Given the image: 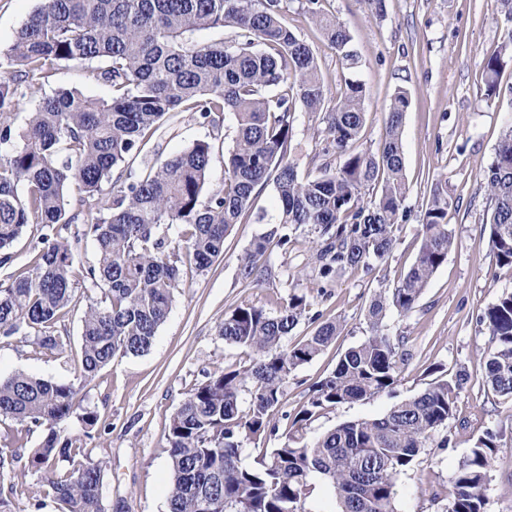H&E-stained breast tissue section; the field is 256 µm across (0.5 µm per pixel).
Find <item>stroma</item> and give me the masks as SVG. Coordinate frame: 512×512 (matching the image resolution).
<instances>
[{
  "instance_id": "35a3bbf8",
  "label": "stroma",
  "mask_w": 512,
  "mask_h": 512,
  "mask_svg": "<svg viewBox=\"0 0 512 512\" xmlns=\"http://www.w3.org/2000/svg\"><path fill=\"white\" fill-rule=\"evenodd\" d=\"M352 37L358 64L351 76L364 84L366 123L360 145L377 149L385 135L384 113L398 89L409 93L410 108L402 127L406 206L410 218L398 232L396 246L374 271L340 276L328 295L318 296L308 265L313 237L301 230L289 250L270 247L269 276L242 280L239 265L252 241L267 232L278 216L274 185H267L240 224L224 241L223 255L205 272H185L167 320L152 348L140 356L115 360L84 384L85 405L98 416L97 431L87 448L105 466L103 503L106 512H167L170 470L165 433L172 413L185 394L221 364L234 366L248 353L224 344L216 326L225 312L250 304L277 312L289 294L311 300L288 343L309 334L317 320H332L341 332L327 350L298 367L289 377L288 400L274 421L287 428L289 416L305 403L313 383L332 371L340 356L369 334L365 309L371 297L393 287L414 259L420 245L419 217L435 178L447 176L459 207L448 222L455 246L433 276L416 307L407 316L389 314V334L404 335L405 362L396 398L422 392L436 375L463 370L469 375L458 411L448 429L449 448L426 449L421 462L398 479L397 512H446L450 477L475 439L484 431L501 435V447L486 492L485 512H512V401L482 383L484 362L493 344L480 322L485 309L504 292H512V269L496 263L489 230L484 171L492 163L512 107V63L499 76V97L486 96L483 58L503 33L500 0H383L380 10L365 0H323ZM285 19L296 36L309 44L331 94L343 87V70L335 49L321 37L305 12V0H288ZM191 113H171L168 121L130 162L142 174L149 162L165 159L209 137ZM307 114L298 113L291 157L301 173L321 166L337 168L340 155L324 154ZM83 305L72 307L56 332L65 343L57 357L29 340L16 337L0 344V377L17 371L69 381L77 364ZM394 398L375 396L314 417L306 435L319 436L350 420L376 418Z\"/></svg>"
}]
</instances>
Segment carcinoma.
<instances>
[{
    "instance_id": "1",
    "label": "carcinoma",
    "mask_w": 512,
    "mask_h": 512,
    "mask_svg": "<svg viewBox=\"0 0 512 512\" xmlns=\"http://www.w3.org/2000/svg\"><path fill=\"white\" fill-rule=\"evenodd\" d=\"M286 0H38V6L0 46V267L24 227L36 225L30 261L0 282V341L33 338L63 352L56 325L84 292L77 379L85 383L118 357L139 356L155 341L186 270L207 271L224 252V239L274 182L278 220L254 239L239 274L257 281L269 274L271 242L286 251L306 227L314 236L318 292L347 270L384 264L407 219L402 126L407 90L393 97L381 147L351 149L364 127L366 89L351 77L333 105L312 48L285 22ZM306 13L322 37L355 67L351 36L320 0ZM504 31L485 55L487 97L499 96L498 77L512 59V0H501ZM229 28L232 38L196 41L203 30ZM78 69L85 80L110 89L93 98L78 89L46 90L50 78ZM33 108L23 124L16 108ZM171 112H192L213 128L230 113L233 145L224 156V181L210 187L214 144L198 139L137 177L129 161L141 155ZM323 125L326 145L344 156L339 168L302 175L290 156L296 113ZM486 224L498 265L512 268V118L505 122L494 161L485 172ZM458 199L439 177L420 215V246L397 284L376 294L366 311L370 335L347 349L334 370L314 383L306 404L277 448L254 465L241 461L243 442L273 434V417L286 400L288 377L336 341L340 324L321 322L294 345L284 340L310 302L290 294L270 313L240 304L224 315L217 336L249 351L247 363L218 366L183 398L171 415L166 440L171 484L167 512H306L319 476L334 491L336 512H397L396 486L425 449L446 448L436 436L455 417L468 381L459 371L396 402L382 416L343 422L309 442L316 414L382 394L399 383L405 336L384 333L387 313L406 316L446 262L455 243L448 213ZM82 225L93 239L96 263L75 261L66 231ZM182 227L172 241L162 228ZM494 344L484 385L512 401V293L482 316ZM73 381L17 371L0 379V421L42 433L29 469L44 488L33 504L55 512H104L105 471L83 453L93 438L95 412ZM248 403L242 408V403ZM75 417L81 433L61 428ZM25 447L13 434L0 445V512L23 500L27 474L14 465ZM499 435L479 436L452 477L449 512H484Z\"/></svg>"
}]
</instances>
